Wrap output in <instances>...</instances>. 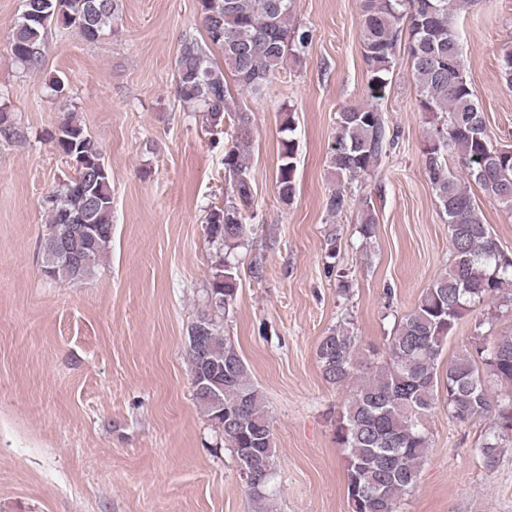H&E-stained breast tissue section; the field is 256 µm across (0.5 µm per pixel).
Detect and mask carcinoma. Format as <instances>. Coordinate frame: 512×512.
<instances>
[{
  "mask_svg": "<svg viewBox=\"0 0 512 512\" xmlns=\"http://www.w3.org/2000/svg\"><path fill=\"white\" fill-rule=\"evenodd\" d=\"M36 14L20 18L9 50L24 69L41 66L48 30L56 25L97 41L117 18L120 0H22ZM361 54L367 73L366 104L338 112L336 136L328 147V168L338 187L326 199L333 215L350 207L352 186L370 174L393 145L394 135L375 102L385 97L390 75L404 47L417 86L420 111L436 117L425 155V173L446 217L453 259L421 295L413 311L394 325L386 359L359 374L360 338L341 323L323 336L317 358L324 379L353 388L336 425V441L347 457L350 512H397V503L416 484L429 451L423 419L440 405L461 424L488 419L492 426L475 452L493 461L512 438V335L463 351L440 374L441 355L459 320L476 306L512 302V255L503 252L483 222L469 183L512 209V146L493 142L485 114L474 100L462 62L458 19L473 0H360ZM205 44L184 42L176 60L180 102L198 112L212 132L232 129L224 148V203L206 216V235L215 246L213 271L188 328L190 373L206 376L209 389L194 393L200 408L221 428L224 445L239 455L251 448L260 459L248 495L264 512L273 492L275 448L264 398L231 340L224 319L238 293V267L230 259L248 233L246 212L255 192L250 174L251 116L229 109L232 76L243 93L260 95L269 77L305 52L313 39L291 24L295 0H199ZM221 49L224 66L209 48ZM276 193L290 204L296 194L297 143L294 113L281 115ZM20 136L0 111V141ZM51 139L73 161L74 173L47 198L48 224L41 241L44 272L70 281L89 275L112 246V178L94 181V195L77 189L94 177L90 162L103 160L96 140L69 113ZM457 157L464 174L450 170ZM358 233L376 234L373 206L358 199ZM91 214L99 230L79 252L78 266L66 264L61 238L71 217ZM222 304H217V301Z\"/></svg>",
  "mask_w": 512,
  "mask_h": 512,
  "instance_id": "carcinoma-1",
  "label": "carcinoma"
}]
</instances>
